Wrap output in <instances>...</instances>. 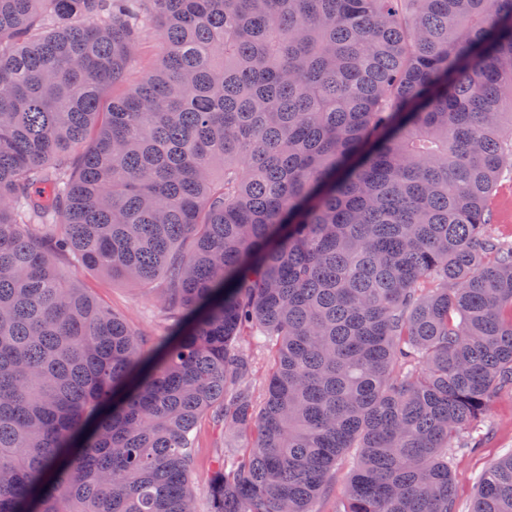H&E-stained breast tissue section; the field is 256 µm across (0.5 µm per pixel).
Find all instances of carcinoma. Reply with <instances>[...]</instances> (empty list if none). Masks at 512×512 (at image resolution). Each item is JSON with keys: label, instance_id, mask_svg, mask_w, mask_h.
Returning a JSON list of instances; mask_svg holds the SVG:
<instances>
[{"label": "carcinoma", "instance_id": "carcinoma-1", "mask_svg": "<svg viewBox=\"0 0 512 512\" xmlns=\"http://www.w3.org/2000/svg\"><path fill=\"white\" fill-rule=\"evenodd\" d=\"M504 177L512 0H0V512H197L205 414L248 438L209 512H314L350 448L337 512H456L448 449L512 393ZM58 253L162 289L166 335ZM160 53L159 34L153 25L147 27L143 33L137 61L133 64L127 85L140 79L146 70L156 61ZM499 214L496 224H490L493 234L512 241V183L504 181L498 188L491 205ZM241 347L254 360L253 386L256 397L261 399L268 373V354L249 344L246 336L241 341Z\"/></svg>", "mask_w": 512, "mask_h": 512}]
</instances>
